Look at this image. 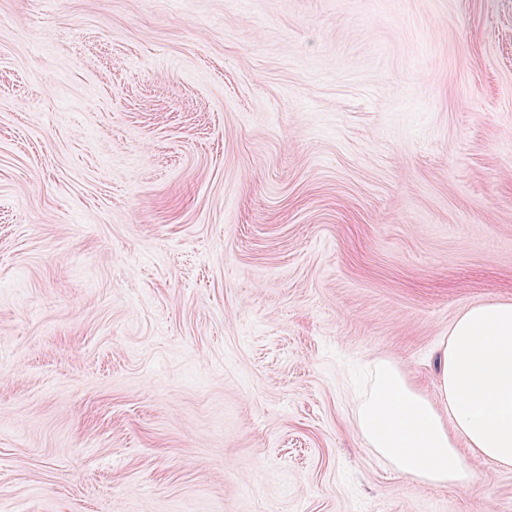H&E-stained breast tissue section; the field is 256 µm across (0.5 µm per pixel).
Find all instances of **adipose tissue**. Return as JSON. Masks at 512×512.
I'll list each match as a JSON object with an SVG mask.
<instances>
[{"instance_id":"adipose-tissue-1","label":"adipose tissue","mask_w":512,"mask_h":512,"mask_svg":"<svg viewBox=\"0 0 512 512\" xmlns=\"http://www.w3.org/2000/svg\"><path fill=\"white\" fill-rule=\"evenodd\" d=\"M435 365L431 395L391 361L374 362L372 385L354 412L366 446L400 475L426 485L470 484L467 452L512 468V302L463 311Z\"/></svg>"}]
</instances>
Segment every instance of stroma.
<instances>
[{"mask_svg":"<svg viewBox=\"0 0 512 512\" xmlns=\"http://www.w3.org/2000/svg\"><path fill=\"white\" fill-rule=\"evenodd\" d=\"M512 301V0H0V512H512L353 412Z\"/></svg>","mask_w":512,"mask_h":512,"instance_id":"obj_1","label":"stroma"}]
</instances>
